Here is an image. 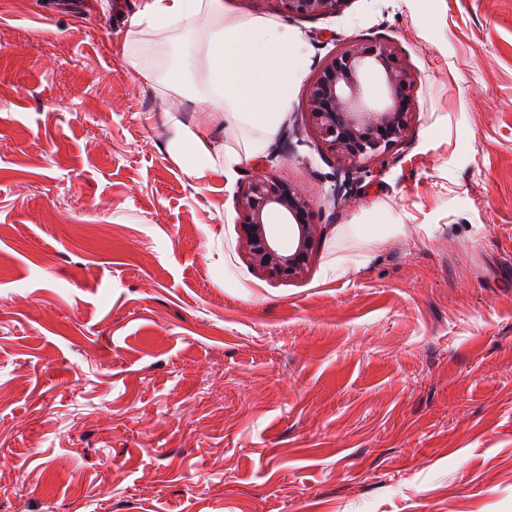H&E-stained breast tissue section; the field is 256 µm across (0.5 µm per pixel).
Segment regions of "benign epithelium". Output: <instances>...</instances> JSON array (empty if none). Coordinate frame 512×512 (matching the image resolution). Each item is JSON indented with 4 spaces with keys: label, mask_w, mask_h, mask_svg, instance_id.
Listing matches in <instances>:
<instances>
[{
    "label": "benign epithelium",
    "mask_w": 512,
    "mask_h": 512,
    "mask_svg": "<svg viewBox=\"0 0 512 512\" xmlns=\"http://www.w3.org/2000/svg\"><path fill=\"white\" fill-rule=\"evenodd\" d=\"M295 16L323 17L341 12L345 0H281ZM379 78L384 97L365 99L362 78ZM418 76L388 40L345 43L326 59L307 90V129L335 170L334 196L348 199L358 175L407 141L416 106ZM240 245L249 265L270 279L299 280L312 262L321 225L312 201L276 174H261L237 200ZM292 229L288 247L279 245L274 221Z\"/></svg>",
    "instance_id": "1"
}]
</instances>
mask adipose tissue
I'll use <instances>...</instances> for the list:
<instances>
[{"mask_svg": "<svg viewBox=\"0 0 512 512\" xmlns=\"http://www.w3.org/2000/svg\"><path fill=\"white\" fill-rule=\"evenodd\" d=\"M131 26L139 34L169 29L202 47L203 100L220 118L205 132L173 121L175 145L190 147L178 155L188 172L214 169V141L227 127L244 137L242 149L224 152L225 176L264 152L279 131L290 88L301 75L300 47L286 24L262 16L228 19L224 0H143Z\"/></svg>", "mask_w": 512, "mask_h": 512, "instance_id": "adipose-tissue-1", "label": "adipose tissue"}]
</instances>
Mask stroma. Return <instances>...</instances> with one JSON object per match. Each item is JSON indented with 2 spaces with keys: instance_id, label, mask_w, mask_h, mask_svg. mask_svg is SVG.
<instances>
[{
  "instance_id": "1",
  "label": "stroma",
  "mask_w": 512,
  "mask_h": 512,
  "mask_svg": "<svg viewBox=\"0 0 512 512\" xmlns=\"http://www.w3.org/2000/svg\"><path fill=\"white\" fill-rule=\"evenodd\" d=\"M226 2L302 65L291 147L230 178L176 160L203 69L172 94L197 49L128 42L140 0H0V512H512V0ZM366 39L417 73L416 118L336 205L307 88ZM260 170L316 205L303 279L240 251ZM388 213L405 235L336 237ZM347 0H281L283 10L301 17L336 16Z\"/></svg>"
}]
</instances>
